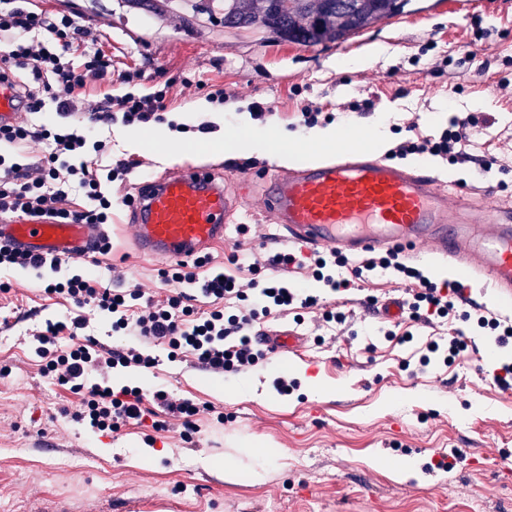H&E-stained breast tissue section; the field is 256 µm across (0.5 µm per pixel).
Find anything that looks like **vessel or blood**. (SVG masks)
<instances>
[{"mask_svg":"<svg viewBox=\"0 0 512 512\" xmlns=\"http://www.w3.org/2000/svg\"><path fill=\"white\" fill-rule=\"evenodd\" d=\"M22 106L13 87L0 81V124L15 121ZM335 159L308 164L266 179L263 199L283 239L302 250L346 254L419 249L453 262L461 281L484 282L498 302L512 301V210L476 207L472 195L448 191L424 172L377 158L359 132ZM223 182L211 172L184 166L144 182L127 229L143 255L186 261L223 241L232 212ZM98 224L19 222L0 224V240L34 255L78 256L101 245ZM266 344L297 353L292 331H271Z\"/></svg>","mask_w":512,"mask_h":512,"instance_id":"vessel-or-blood-1","label":"vessel or blood"}]
</instances>
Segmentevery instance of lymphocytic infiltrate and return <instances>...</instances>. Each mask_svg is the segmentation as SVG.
Masks as SVG:
<instances>
[{"mask_svg":"<svg viewBox=\"0 0 512 512\" xmlns=\"http://www.w3.org/2000/svg\"><path fill=\"white\" fill-rule=\"evenodd\" d=\"M0 34L10 38L8 50L0 53V70L11 75L26 113L35 114L50 105L57 115L78 121L77 127L63 129L21 119L0 125V144L19 150L31 144L45 147L42 157L33 163L9 160L0 154V214L60 224L111 223L112 198L104 187L125 176L130 164L120 160L105 168L89 165L87 155L104 153L106 143L90 139L88 132L111 127L117 121L127 127L164 122L165 92L107 94L87 105L89 87L114 80L125 84L130 76L114 73L112 54L102 48L98 29L80 16L36 9L31 0H15L9 11H0ZM491 124V119L472 113L455 115L439 137H404L388 155L404 158L428 153L455 161L463 158L466 147ZM75 192L94 201V208L74 209L71 195ZM295 262L289 253L252 255L251 268L267 272L261 282L224 277L217 271L202 277L198 270L203 260L181 262L173 270L162 271V278L176 282L178 288L161 299L144 296L137 287L114 289L81 274L52 281L45 285V293L69 301L73 312L66 320L31 329V343L44 371L57 375L61 384L80 395L81 403L72 414L75 421L94 430L116 432L124 425L141 423L148 412L144 402L149 399L163 413L162 419L154 421V429L166 431L175 424L188 438L198 433L201 413L192 400L175 398L162 390L149 397L136 388L116 393L111 387L88 383L90 373L105 374L118 367L150 369L157 366L158 359L134 347L101 344L87 332L84 308L91 305L111 314L113 330L166 344L209 371L248 372L266 358L265 350L252 336L260 317L318 304L316 296H299L278 278L280 269ZM329 264L351 267L358 278L378 268L393 270L407 284L405 314L413 326L447 319L466 303L460 286L438 289L419 268L394 251L368 254L354 262L335 253L311 254L308 267L313 277L323 279L335 291L348 287L349 282L324 276ZM198 295L208 300V311L201 313L194 308L192 301ZM231 304L236 307L232 313L227 310Z\"/></svg>","mask_w":512,"mask_h":512,"instance_id":"1","label":"lymphocytic infiltrate"}]
</instances>
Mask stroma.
Returning a JSON list of instances; mask_svg holds the SVG:
<instances>
[{"mask_svg": "<svg viewBox=\"0 0 512 512\" xmlns=\"http://www.w3.org/2000/svg\"><path fill=\"white\" fill-rule=\"evenodd\" d=\"M203 0H40L48 10L80 11L99 22L102 42L116 70L132 76L113 93L165 91L173 144L181 162L211 169L228 188L249 177L253 190L240 197L224 243L213 245L211 265L244 278L238 260L265 248L287 250L262 199L265 174L276 164L233 147V140L266 130L302 139L308 132L301 109L312 103L333 113L334 126L363 125L388 118L390 141L399 128L415 124L421 136H436L454 113L491 118L490 151L505 158L508 172L483 173L473 160L449 164L433 157L440 181L478 189L512 206V99L496 84L512 80V0H474L469 17L458 18L454 0H410L402 14L363 30L348 41L300 45L259 30L225 28L199 11ZM379 46L372 64L354 70L340 58ZM223 90L224 100L209 95ZM373 113L346 111L365 98ZM269 111L265 120L242 125L252 105ZM213 125L225 148L210 151L198 124ZM128 127L114 124L107 158L132 167L124 180L107 186L112 196L108 234L112 249L88 273L110 283L113 272L160 297L167 286L163 260L141 255L124 226L135 196L148 177L175 169L160 159L161 145L127 146ZM19 267L0 270V512H512V394L494 380L498 362L512 361V344L500 347L487 330L456 321L469 351L450 363L412 361L414 343L384 338L385 321L363 302L405 298L406 285L378 269L367 280L350 279L349 290L331 292L303 270H290L293 285L318 295L322 304L349 312L342 332L295 325L292 318L265 319V328L297 330L302 355L286 352L247 374H212L191 360L172 362L165 346L153 347L151 369L117 368L113 389H158L201 405L199 431L184 441L178 427L154 431L151 420L119 432H95L65 416L79 395L46 377L27 338L28 329L68 316L63 298L43 291L44 280L70 276ZM288 375L294 387L277 392L273 380ZM333 385L327 398L314 396L310 378ZM223 419H216V412ZM272 449L268 458L251 446ZM462 460L452 470L436 462L451 450ZM233 456L258 470L259 479L230 481L224 459ZM383 464H375V457ZM410 459L421 481L400 483L392 470Z\"/></svg>", "mask_w": 512, "mask_h": 512, "instance_id": "obj_1", "label": "stroma"}]
</instances>
